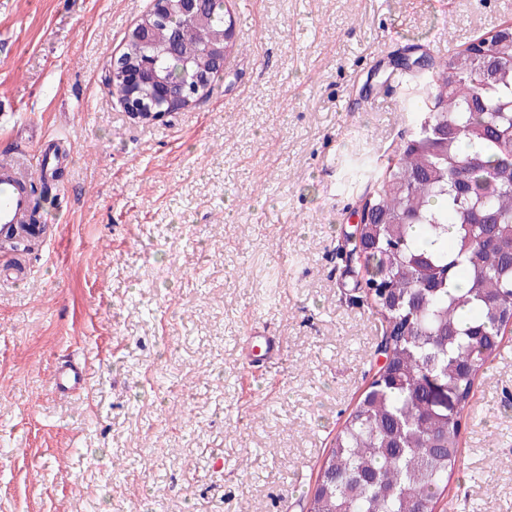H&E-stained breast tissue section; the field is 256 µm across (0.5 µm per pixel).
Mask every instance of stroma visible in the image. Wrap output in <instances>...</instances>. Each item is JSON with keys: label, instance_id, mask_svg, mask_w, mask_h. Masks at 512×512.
<instances>
[{"label": "stroma", "instance_id": "stroma-1", "mask_svg": "<svg viewBox=\"0 0 512 512\" xmlns=\"http://www.w3.org/2000/svg\"><path fill=\"white\" fill-rule=\"evenodd\" d=\"M219 91L152 124L104 76L151 0H0V156L58 137L47 235L0 249V512H303L377 369L346 256L414 109L397 64L448 59L512 0H226ZM279 361L241 356L252 329ZM87 385L51 386L64 362ZM437 512H512V331L462 416Z\"/></svg>", "mask_w": 512, "mask_h": 512}]
</instances>
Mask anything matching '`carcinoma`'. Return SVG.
<instances>
[{"instance_id":"1","label":"carcinoma","mask_w":512,"mask_h":512,"mask_svg":"<svg viewBox=\"0 0 512 512\" xmlns=\"http://www.w3.org/2000/svg\"><path fill=\"white\" fill-rule=\"evenodd\" d=\"M116 58L109 92L153 117L187 108L160 101L158 85L185 90L192 105L217 88L234 48L224 0H157ZM426 70L403 67L416 117L395 158L374 167L360 198L367 223L363 267L384 317L388 372L373 381L336 434L306 512H436L460 458L461 419L475 379L512 318V39L490 31ZM143 76L128 98L120 75ZM47 182L30 184L29 224L39 221ZM463 281L460 290L454 283ZM454 404H436L432 387Z\"/></svg>"}]
</instances>
